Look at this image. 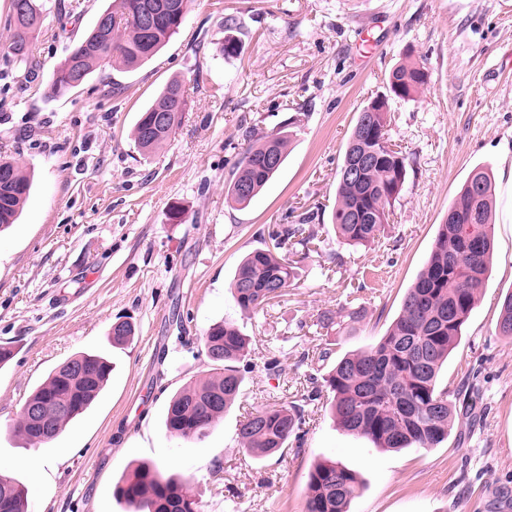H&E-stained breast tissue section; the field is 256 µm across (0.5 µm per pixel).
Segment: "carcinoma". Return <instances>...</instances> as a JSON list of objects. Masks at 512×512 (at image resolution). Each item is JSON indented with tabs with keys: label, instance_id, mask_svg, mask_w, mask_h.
I'll list each match as a JSON object with an SVG mask.
<instances>
[{
	"label": "carcinoma",
	"instance_id": "obj_1",
	"mask_svg": "<svg viewBox=\"0 0 512 512\" xmlns=\"http://www.w3.org/2000/svg\"><path fill=\"white\" fill-rule=\"evenodd\" d=\"M189 0H115L102 11L110 29H92L52 70L50 87L63 94L77 88L76 73L86 78L101 65L135 69L152 58L178 32L188 12ZM167 9L156 25L145 30L141 15ZM43 0H12L9 42L0 52L5 67L27 63L30 40L42 25ZM238 26L224 17L220 52H236L230 31ZM428 74L418 61L390 70L386 84L395 97L410 100L427 83ZM187 100L182 81L166 84L142 112L134 129L141 152L162 146L179 125ZM169 113L167 123L152 127L153 115ZM388 98L376 96L358 113L337 174L336 204L331 221L351 246H366L379 238L392 207L406 182L409 161L393 147L389 137ZM290 138L284 133L262 135L249 143L235 164L227 198L245 208L275 176L288 156ZM276 159L277 165L269 164ZM356 174H350V169ZM0 171L10 189L0 193V231L11 226L26 202L30 182L19 165L0 159ZM492 181L489 168H473L460 193L449 206L458 214L439 226L428 260L405 294L398 317L384 336L370 347L347 354L322 377L301 402L275 403L240 420V447L259 457L283 452L300 442L305 430V406L326 399L337 425L345 432L371 441L376 448H433L448 436L456 407L469 410L474 391L458 392L448 400L439 388V371L457 346L462 328L475 303V294L488 273L493 251ZM264 247L249 253L238 266L231 288L241 313L263 311L281 297L295 279L298 258L319 242L318 231L304 217L295 224H274L267 229ZM360 306L341 307L317 314L314 326L330 333L359 322ZM497 334L512 338V294L505 297ZM134 327L126 322L111 329L114 345L127 344ZM203 346L216 374L188 385L169 401L166 431L178 438L200 440L235 403L244 381L238 363L248 355V340L226 321L212 324ZM110 372L100 355H79L55 368L26 400L40 417L19 414L13 430L29 444L46 443L81 415L98 396ZM359 489L357 475L336 462H319L308 474L305 512H349ZM27 492L18 479L0 474V512H26ZM116 499L128 512H200L198 499L185 480L165 476L157 465H140L118 481Z\"/></svg>",
	"mask_w": 512,
	"mask_h": 512
}]
</instances>
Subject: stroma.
Returning a JSON list of instances; mask_svg holds the SVG:
<instances>
[{"label": "stroma", "mask_w": 512, "mask_h": 512, "mask_svg": "<svg viewBox=\"0 0 512 512\" xmlns=\"http://www.w3.org/2000/svg\"><path fill=\"white\" fill-rule=\"evenodd\" d=\"M111 3L47 0L31 44L39 76L0 77V158L32 181L0 233V346L15 353L0 370V472L25 484L27 512H127L112 487L141 462L188 480L200 512H304L309 468L323 461L356 473L350 512H512V339L497 333L512 292V0H192L140 68L101 66L51 94L54 66ZM228 15L238 44L225 57ZM409 59L428 82L389 101L407 180L379 239L353 247L330 222L336 172L358 111ZM173 79L186 84L187 110L166 144L141 153L138 115ZM279 131L292 143L276 178L248 207L227 203L249 134ZM480 164L495 188L493 261L438 378L452 395L477 390L474 413H455L435 447L395 451L343 432L317 402L302 444L271 458L242 450L244 410L310 390L322 341L338 358L385 334ZM302 215L320 247L272 310L242 314L230 292L239 263L262 247L263 228ZM348 303L365 319L321 339L316 315ZM222 319L247 336L253 367L205 438L173 437L167 404L211 375L202 338ZM119 321L135 334L116 347ZM83 353L111 362L107 387L61 435L26 448L11 432L26 399ZM273 355L276 377L264 369Z\"/></svg>", "instance_id": "35a3bbf8"}]
</instances>
